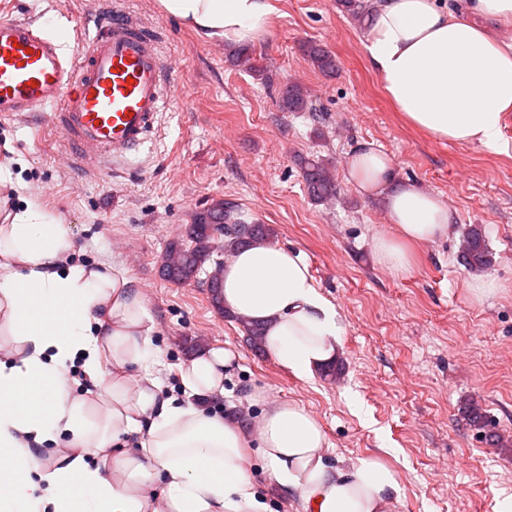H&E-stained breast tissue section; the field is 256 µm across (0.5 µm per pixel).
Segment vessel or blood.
Instances as JSON below:
<instances>
[{
	"label": "vessel or blood",
	"instance_id": "obj_1",
	"mask_svg": "<svg viewBox=\"0 0 512 512\" xmlns=\"http://www.w3.org/2000/svg\"><path fill=\"white\" fill-rule=\"evenodd\" d=\"M172 72L154 32L120 14L66 52L31 23L0 19V116L53 107L76 161L138 150L164 109Z\"/></svg>",
	"mask_w": 512,
	"mask_h": 512
}]
</instances>
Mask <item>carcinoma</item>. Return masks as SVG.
Here are the masks:
<instances>
[{"mask_svg":"<svg viewBox=\"0 0 512 512\" xmlns=\"http://www.w3.org/2000/svg\"><path fill=\"white\" fill-rule=\"evenodd\" d=\"M337 5L359 21L364 20L372 8V5L361 0H337ZM303 52L321 73L331 74L336 71V58L323 45L308 43L304 46ZM227 60L234 67L263 77L265 83H272V77L266 68L259 64V59L251 47L239 46L231 49ZM278 107L282 112L311 110L308 90L296 82L280 86ZM298 164L305 190L311 201L320 204L336 200L340 195V189L333 174V162L311 155L300 157ZM262 237H270L266 225L250 224L231 203L215 200L194 214L192 223L186 226L184 239L169 243L162 263V275L171 283L183 284L194 278L206 262L213 261L210 280L211 304L220 311L223 263L212 260L213 254L220 250L230 254L236 248ZM459 256L461 263L470 270H484L491 266L492 253L481 225L471 224L465 229Z\"/></svg>","mask_w":512,"mask_h":512,"instance_id":"obj_1","label":"carcinoma"}]
</instances>
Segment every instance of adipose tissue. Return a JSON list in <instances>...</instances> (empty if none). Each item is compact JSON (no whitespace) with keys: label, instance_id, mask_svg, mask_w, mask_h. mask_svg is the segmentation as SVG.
Here are the masks:
<instances>
[{"label":"adipose tissue","instance_id":"1","mask_svg":"<svg viewBox=\"0 0 512 512\" xmlns=\"http://www.w3.org/2000/svg\"><path fill=\"white\" fill-rule=\"evenodd\" d=\"M183 26L226 44L266 36L270 0H160ZM512 0H376L368 61L397 111L438 141L504 150L512 112ZM347 180L382 199L394 231L374 242L380 266L410 270L406 245L448 237L453 211L418 184H394L390 156L358 142ZM67 224L28 206L0 224V501L10 512H267L252 479L248 436L205 406L224 396L230 351L207 346L180 365L179 395L152 370L147 300L118 264L72 263ZM226 313L264 325V348L306 380L342 352L335 307L294 250L258 239L225 262ZM78 368L81 379L68 375ZM140 369L132 377L131 369ZM276 483L308 512H388L398 484L371 458L329 464L325 435L283 402L256 422ZM136 434L137 447L126 448Z\"/></svg>","mask_w":512,"mask_h":512}]
</instances>
